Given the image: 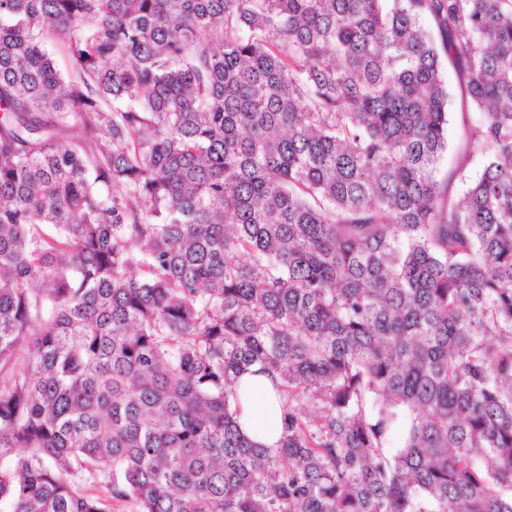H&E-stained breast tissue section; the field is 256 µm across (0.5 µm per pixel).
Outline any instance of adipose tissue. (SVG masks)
Listing matches in <instances>:
<instances>
[{"instance_id":"adipose-tissue-1","label":"adipose tissue","mask_w":512,"mask_h":512,"mask_svg":"<svg viewBox=\"0 0 512 512\" xmlns=\"http://www.w3.org/2000/svg\"><path fill=\"white\" fill-rule=\"evenodd\" d=\"M240 387L238 421L243 434L267 448L276 447L281 436L278 404L272 381L264 374H244Z\"/></svg>"}]
</instances>
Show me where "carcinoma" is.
I'll return each mask as SVG.
<instances>
[{
	"mask_svg": "<svg viewBox=\"0 0 512 512\" xmlns=\"http://www.w3.org/2000/svg\"><path fill=\"white\" fill-rule=\"evenodd\" d=\"M443 55L484 161L444 183ZM97 468L139 512H512V0H0V506L108 512ZM239 394L240 430L252 442L276 448L281 429L271 379L264 374L246 373L241 378ZM74 480L86 494L106 500L110 512H137L138 510L136 503L131 500L113 501L106 490V479L99 472L83 471L77 474Z\"/></svg>",
	"mask_w": 512,
	"mask_h": 512,
	"instance_id": "obj_1",
	"label": "carcinoma"
}]
</instances>
